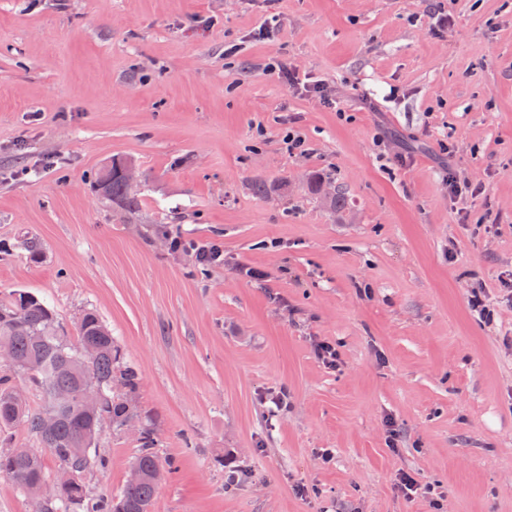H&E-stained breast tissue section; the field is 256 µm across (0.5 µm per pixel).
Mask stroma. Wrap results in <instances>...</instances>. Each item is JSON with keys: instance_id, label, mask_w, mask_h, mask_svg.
Segmentation results:
<instances>
[{"instance_id": "1", "label": "stroma", "mask_w": 512, "mask_h": 512, "mask_svg": "<svg viewBox=\"0 0 512 512\" xmlns=\"http://www.w3.org/2000/svg\"><path fill=\"white\" fill-rule=\"evenodd\" d=\"M116 158L135 210L96 189ZM17 289L138 369L152 512H512V0H0ZM99 445L92 498L137 438ZM170 247L173 251L192 249L196 252L199 264L203 266H210L221 264L224 262L223 249L214 245H199L192 242H186L181 238L174 237L171 240Z\"/></svg>"}]
</instances>
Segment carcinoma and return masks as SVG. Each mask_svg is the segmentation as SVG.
Here are the masks:
<instances>
[{
	"instance_id": "cac0c4a2",
	"label": "carcinoma",
	"mask_w": 512,
	"mask_h": 512,
	"mask_svg": "<svg viewBox=\"0 0 512 512\" xmlns=\"http://www.w3.org/2000/svg\"><path fill=\"white\" fill-rule=\"evenodd\" d=\"M122 167L121 161H112L110 170L97 180L108 197L133 210L139 200L121 175ZM87 348L95 351L88 363L84 358ZM1 351L9 353L14 365L0 366V442L7 444L0 451V476L12 479L30 495L51 479L48 458L84 472L95 466L104 468L106 456L98 449L102 421L120 430L129 417L138 416L135 396L140 374L133 366L115 370L118 348L100 318L93 312L84 313L76 335L70 336L53 308L31 292L14 290L8 299L0 300ZM18 378L37 386L36 405L14 400ZM89 385L103 388L108 395L98 408H87L80 399ZM14 427L35 437L44 451L38 456L11 455L8 445ZM155 442L153 429L143 425L133 457L143 470L140 481L124 483L112 497L89 498L83 487L63 489L48 504L47 512H150L162 472Z\"/></svg>"
}]
</instances>
